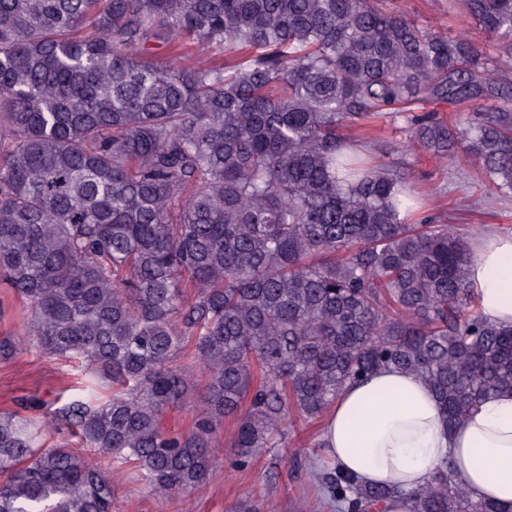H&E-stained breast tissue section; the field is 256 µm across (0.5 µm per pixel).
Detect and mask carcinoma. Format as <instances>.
<instances>
[{
    "instance_id": "1",
    "label": "carcinoma",
    "mask_w": 512,
    "mask_h": 512,
    "mask_svg": "<svg viewBox=\"0 0 512 512\" xmlns=\"http://www.w3.org/2000/svg\"><path fill=\"white\" fill-rule=\"evenodd\" d=\"M387 0H0V279L40 352L112 379L36 427L0 414V512H112V474L40 448L63 421L82 447L135 465L157 496L213 467L288 447L346 384L395 367L423 377L448 428L512 390V327L468 283L470 247L409 223L407 181L343 129L429 100L490 96L466 128L411 118L406 153L465 157L512 191V84L466 34L431 33ZM512 53V0H467ZM159 43L163 57H148ZM205 373L201 418L162 426ZM346 512L397 490L312 471ZM411 512H503L443 466Z\"/></svg>"
}]
</instances>
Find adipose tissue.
Returning a JSON list of instances; mask_svg holds the SVG:
<instances>
[{"label":"adipose tissue","instance_id":"obj_1","mask_svg":"<svg viewBox=\"0 0 512 512\" xmlns=\"http://www.w3.org/2000/svg\"><path fill=\"white\" fill-rule=\"evenodd\" d=\"M469 283L488 321L512 326V236L486 232L471 245ZM325 456L365 486L401 489L385 512H410L408 492L448 464L470 496L512 512V390L488 394L454 429L420 376L394 368L348 385L327 411Z\"/></svg>","mask_w":512,"mask_h":512}]
</instances>
